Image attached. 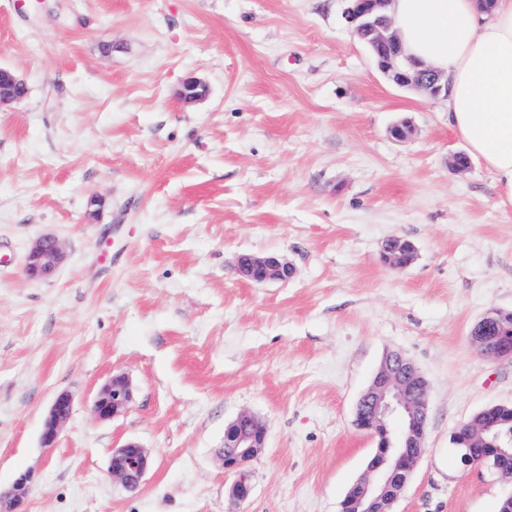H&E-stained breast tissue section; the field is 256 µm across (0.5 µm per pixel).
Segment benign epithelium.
I'll return each instance as SVG.
<instances>
[{
  "instance_id": "7a95c632",
  "label": "benign epithelium",
  "mask_w": 512,
  "mask_h": 512,
  "mask_svg": "<svg viewBox=\"0 0 512 512\" xmlns=\"http://www.w3.org/2000/svg\"><path fill=\"white\" fill-rule=\"evenodd\" d=\"M343 13L351 34L370 54L379 72L395 86L445 98L448 87L441 72L408 55L393 27L388 12L391 0H347ZM24 81L13 71L0 68V108L17 99L15 87ZM381 259L388 267L403 270L416 256L415 245L400 237H389L381 246ZM64 259L59 241L51 236L36 241L26 257L25 272L32 279L50 277ZM236 273L254 283L287 281L295 273L285 259L273 254H241ZM471 340L479 352L494 359L512 358V313L488 310L472 327ZM134 399L128 376L114 375L95 397L91 413L99 421L122 415ZM73 411L68 392L56 396L44 419L41 440L46 448L57 437ZM356 426L373 435L377 448L366 466V475L348 492L342 512H392L424 452L428 418V384L417 365L398 351L386 354L355 406ZM267 428L250 412H242L224 429V470L236 475L230 494L237 500L249 498L252 486L245 470L248 462L266 448ZM486 457L495 459V469L512 479V451L492 444ZM150 453L135 442L112 451V480L128 490L140 487L150 465ZM31 473L20 474L0 492V512H22L32 488Z\"/></svg>"
}]
</instances>
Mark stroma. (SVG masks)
<instances>
[{
  "label": "stroma",
  "instance_id": "stroma-1",
  "mask_svg": "<svg viewBox=\"0 0 512 512\" xmlns=\"http://www.w3.org/2000/svg\"><path fill=\"white\" fill-rule=\"evenodd\" d=\"M345 7L0 0V67L28 87L0 109V490L33 473L27 512H339L376 446L355 404L391 351L429 383L395 512H498L507 482L462 468L451 437L512 405V358L470 341L512 311V209L481 161L450 169L467 147L445 100L378 72ZM47 235L64 261L34 280ZM391 236L417 248L406 269L380 259ZM242 253L295 275L243 280ZM116 373L134 401L96 420ZM62 391L74 410L46 448ZM243 411L268 436L239 502L221 452ZM130 441L152 459L136 491L108 472ZM64 259L59 241L51 236L36 241L26 257L25 272L32 279L50 277Z\"/></svg>",
  "mask_w": 512,
  "mask_h": 512
}]
</instances>
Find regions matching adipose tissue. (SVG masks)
Wrapping results in <instances>:
<instances>
[{
    "label": "adipose tissue",
    "mask_w": 512,
    "mask_h": 512,
    "mask_svg": "<svg viewBox=\"0 0 512 512\" xmlns=\"http://www.w3.org/2000/svg\"><path fill=\"white\" fill-rule=\"evenodd\" d=\"M406 51L448 79V122L512 208V0H392Z\"/></svg>",
    "instance_id": "ef3b65f1"
}]
</instances>
